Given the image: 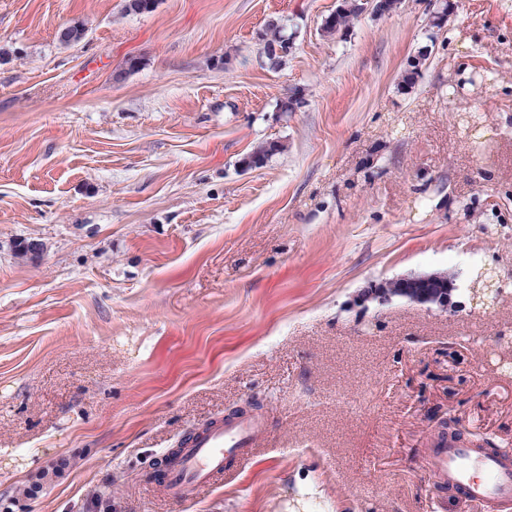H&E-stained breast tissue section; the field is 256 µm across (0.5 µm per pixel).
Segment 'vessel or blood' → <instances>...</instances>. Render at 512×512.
I'll list each match as a JSON object with an SVG mask.
<instances>
[{
	"label": "vessel or blood",
	"mask_w": 512,
	"mask_h": 512,
	"mask_svg": "<svg viewBox=\"0 0 512 512\" xmlns=\"http://www.w3.org/2000/svg\"><path fill=\"white\" fill-rule=\"evenodd\" d=\"M264 430V415L249 412L207 425L175 454L160 455L159 490L177 502L188 499L210 486L230 462L248 460ZM428 464L434 484L461 492L471 503L512 502L511 454H491L478 443L447 439L429 449Z\"/></svg>",
	"instance_id": "obj_1"
}]
</instances>
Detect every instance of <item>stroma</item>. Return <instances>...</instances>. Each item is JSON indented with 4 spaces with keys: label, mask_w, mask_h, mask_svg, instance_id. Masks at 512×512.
<instances>
[{
    "label": "stroma",
    "mask_w": 512,
    "mask_h": 512,
    "mask_svg": "<svg viewBox=\"0 0 512 512\" xmlns=\"http://www.w3.org/2000/svg\"><path fill=\"white\" fill-rule=\"evenodd\" d=\"M455 3L408 88L431 0L331 37L338 0H0V512H476L427 450L512 453V0ZM432 272L455 313L361 299ZM252 403L254 456L167 500L158 455ZM292 33L288 35L287 27L278 21H269L262 29L261 39L267 47L274 48L273 50L267 51L260 48L261 53L264 54L266 59L275 54H283V50L277 46H282L285 43H290Z\"/></svg>",
    "instance_id": "stroma-1"
}]
</instances>
